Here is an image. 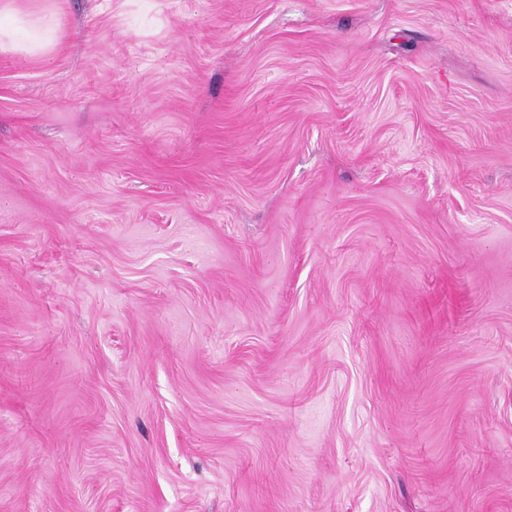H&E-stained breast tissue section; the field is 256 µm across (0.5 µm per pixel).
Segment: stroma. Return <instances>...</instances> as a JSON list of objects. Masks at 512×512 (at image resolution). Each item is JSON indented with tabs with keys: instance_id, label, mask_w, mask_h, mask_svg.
<instances>
[{
	"instance_id": "stroma-1",
	"label": "stroma",
	"mask_w": 512,
	"mask_h": 512,
	"mask_svg": "<svg viewBox=\"0 0 512 512\" xmlns=\"http://www.w3.org/2000/svg\"><path fill=\"white\" fill-rule=\"evenodd\" d=\"M0 512H512V0H16ZM23 27H18L11 33L0 31V47L8 46L30 54H39L54 40L53 30L45 17L31 13L22 19ZM21 37L22 40L15 38Z\"/></svg>"
}]
</instances>
